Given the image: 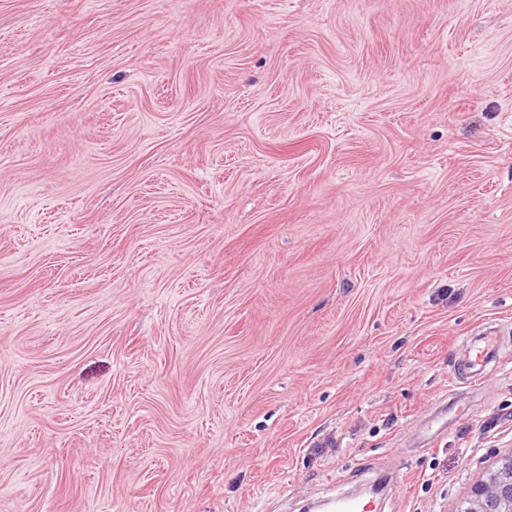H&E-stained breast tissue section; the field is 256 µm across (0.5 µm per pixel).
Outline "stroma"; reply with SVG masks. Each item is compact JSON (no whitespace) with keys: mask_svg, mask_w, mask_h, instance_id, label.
Returning <instances> with one entry per match:
<instances>
[{"mask_svg":"<svg viewBox=\"0 0 512 512\" xmlns=\"http://www.w3.org/2000/svg\"><path fill=\"white\" fill-rule=\"evenodd\" d=\"M510 452L512 0H0V512H457ZM500 359L499 333L494 327H484L473 336L467 345V379L480 384L487 368Z\"/></svg>","mask_w":512,"mask_h":512,"instance_id":"1","label":"stroma"}]
</instances>
